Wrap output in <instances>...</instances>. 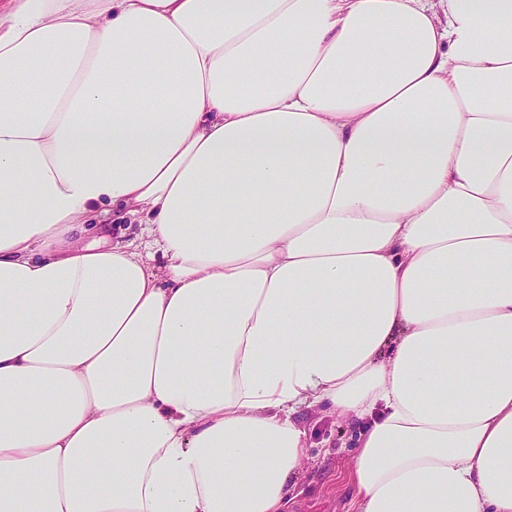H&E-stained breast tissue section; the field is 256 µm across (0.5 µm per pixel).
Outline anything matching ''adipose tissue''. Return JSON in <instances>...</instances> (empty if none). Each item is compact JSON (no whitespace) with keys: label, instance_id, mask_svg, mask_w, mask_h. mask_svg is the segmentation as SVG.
Instances as JSON below:
<instances>
[{"label":"adipose tissue","instance_id":"obj_1","mask_svg":"<svg viewBox=\"0 0 512 512\" xmlns=\"http://www.w3.org/2000/svg\"><path fill=\"white\" fill-rule=\"evenodd\" d=\"M318 406L512 512V0H0V512H288ZM106 224H112V214H110L105 219ZM142 224H112L110 228L112 230L111 236H113V241H121L124 242H133L134 246H137L142 254L147 252L154 253V259L159 263L161 260L160 253H158L155 247H152L149 244V238L147 237L145 231H143Z\"/></svg>","mask_w":512,"mask_h":512}]
</instances>
